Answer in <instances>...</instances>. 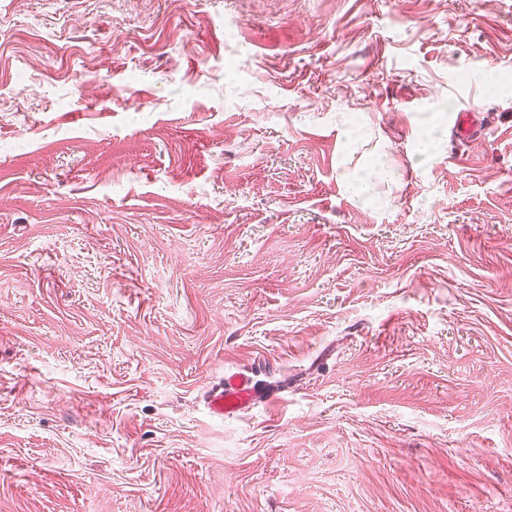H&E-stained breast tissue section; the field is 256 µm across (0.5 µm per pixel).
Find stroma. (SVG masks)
I'll return each mask as SVG.
<instances>
[{"mask_svg": "<svg viewBox=\"0 0 512 512\" xmlns=\"http://www.w3.org/2000/svg\"><path fill=\"white\" fill-rule=\"evenodd\" d=\"M0 512H512V0H0ZM261 391L256 382L241 372L224 376V382L214 387L208 397L209 411L220 417H233L253 406Z\"/></svg>", "mask_w": 512, "mask_h": 512, "instance_id": "35a3bbf8", "label": "stroma"}]
</instances>
